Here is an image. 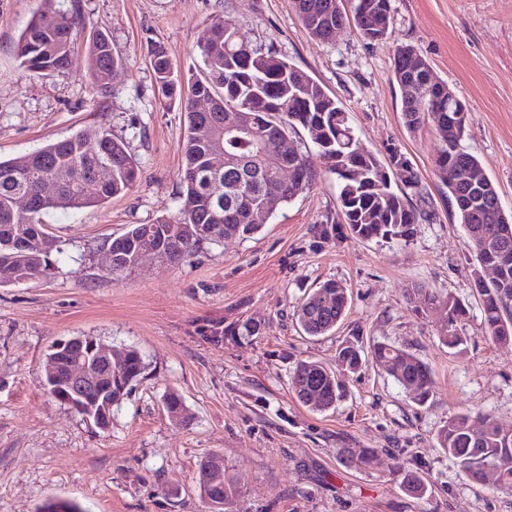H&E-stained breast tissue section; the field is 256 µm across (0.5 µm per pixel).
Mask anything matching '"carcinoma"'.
I'll return each mask as SVG.
<instances>
[{"label":"carcinoma","mask_w":512,"mask_h":512,"mask_svg":"<svg viewBox=\"0 0 512 512\" xmlns=\"http://www.w3.org/2000/svg\"><path fill=\"white\" fill-rule=\"evenodd\" d=\"M291 8L309 35L322 42L333 41L339 29L352 25L374 45L387 38L394 21L390 0H347L343 10L337 0H291ZM80 38L75 18L57 9L55 0H44V7L33 14L15 42V58L34 75L61 72L75 63ZM198 48L203 68L188 78L181 76L163 50L156 48L151 54L161 103L184 112L180 208L175 218L161 216L151 224H131L113 238L109 245L112 272L139 268L141 241L146 237L169 263L178 264L204 243L219 244L258 233L265 221L255 220L256 211H266L270 219L315 183L317 170L292 138L300 128L311 134L323 172L335 177L338 188L340 220L320 225V234L346 227L362 240L408 237L415 225L427 218L425 211L408 200L407 190L420 192L421 178L407 157L393 148L390 165L384 166L360 145L340 102L287 57L254 45L240 23L220 15L210 20ZM410 49V45L397 47L393 58V76L403 93L404 124L414 133L429 119L438 131L441 147L434 160L435 174L448 189V200L465 231L466 249L474 258L472 277L486 332L493 342L512 345V213L503 210L497 186L478 158L461 147L465 127L448 121V113H456V106H448V93L438 89L442 81L433 76L430 65L423 63L420 80L402 86L399 73L412 65V59L404 56ZM81 66L94 101L108 91L99 73L116 71L122 60L112 54L109 37L97 33L86 41ZM196 94L209 98V111L193 109ZM231 108L243 111L251 135L224 134V111ZM220 150L227 162L217 170L212 157ZM102 164L110 167L109 178L95 194L83 193L82 186L97 180ZM283 167L293 170V184L281 183L279 170ZM388 167L403 169L402 187L395 188L392 181L380 178ZM458 169L467 170L470 179L457 180L454 172ZM137 170L138 161L126 142L106 127L93 133L77 131L27 155L0 159V287L54 275L58 269L55 255L62 249L58 237L48 231L46 217L56 211L101 206L125 194ZM48 180L56 182V190L44 196L41 187ZM485 267L495 270L494 278L487 280L481 275ZM413 294L422 297L426 307L447 309L438 340L448 354H463L468 340L459 334L457 322L466 315L465 306L452 295L422 287ZM348 305L347 288L329 280L308 293L296 317L307 335L322 336L336 329ZM104 346L101 339L86 335L70 338L62 348L53 344L41 377L45 392L101 430L110 427L113 408L145 370L135 349L127 350L122 362L106 365L100 356ZM367 354L392 369L390 375L412 402L427 404L433 395V381L422 360L386 343L373 344L367 353L356 337L340 346L334 370L316 361L300 363L292 375V392L314 412L329 410L340 397L336 371L357 373ZM78 356L98 360L94 383L84 390L70 381V362ZM477 425L483 429L478 438L470 433ZM436 440L473 478L482 466H498L500 489L512 492V427L480 412L460 413L448 417ZM199 489L211 500L224 503V512H232L235 490L224 472L203 463ZM401 489L414 497L427 492L419 472L413 469L406 471Z\"/></svg>","instance_id":"1"}]
</instances>
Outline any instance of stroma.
Returning a JSON list of instances; mask_svg holds the SVG:
<instances>
[{
  "mask_svg": "<svg viewBox=\"0 0 512 512\" xmlns=\"http://www.w3.org/2000/svg\"><path fill=\"white\" fill-rule=\"evenodd\" d=\"M41 5L0 0V158L106 126L139 170L108 204L50 216L63 249L54 278L0 288V512H39L50 500L82 512H208L198 473L212 457L237 490L234 512H512V492L490 475L472 479L436 442L444 421L467 410L512 426V347L485 331L464 231L433 171L438 135L429 123L405 129L393 79L394 49L408 44L465 101L462 144L512 212V0H391V35L375 45L351 27L330 43L312 38L291 0H79L82 36L107 32L126 61L96 103L80 66L50 76L19 66L14 44ZM217 14L333 93L366 150L405 154L422 184L409 199L428 214L412 236H320L317 225L338 214L336 182L322 174L250 238L202 245L178 265L150 256L131 274L111 273L113 237L180 207L184 121L159 103L151 51L163 47L180 70L199 69L197 45ZM327 280L348 289L345 318L331 334L306 336L295 310ZM420 285L465 303L464 355H449L437 338L443 308L410 302ZM205 319L228 329L223 343L200 335ZM83 334L137 349L146 365L106 431L41 386L50 346ZM354 335L426 363L431 404L413 403L372 361L342 376L334 409L297 402L296 365L335 366ZM171 392L184 401L182 420L164 406ZM364 450L373 460L357 465ZM413 468L428 487L419 499L401 489Z\"/></svg>",
  "mask_w": 512,
  "mask_h": 512,
  "instance_id": "35a3bbf8",
  "label": "stroma"
}]
</instances>
